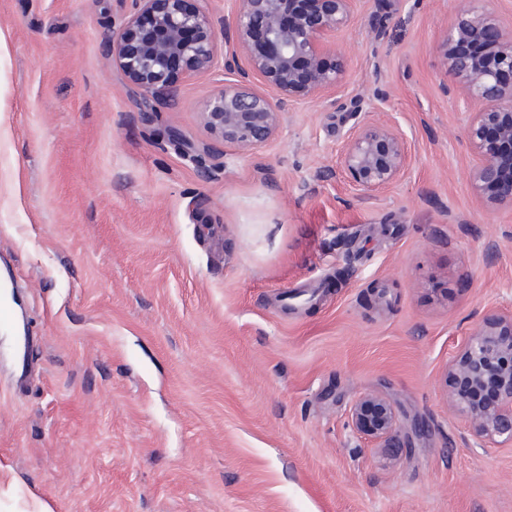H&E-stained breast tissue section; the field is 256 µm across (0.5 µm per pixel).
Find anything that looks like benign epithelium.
<instances>
[{"label": "benign epithelium", "instance_id": "1", "mask_svg": "<svg viewBox=\"0 0 512 512\" xmlns=\"http://www.w3.org/2000/svg\"><path fill=\"white\" fill-rule=\"evenodd\" d=\"M359 0H233L224 16V87L201 119L210 133L242 152L279 132L285 108L325 99L344 79L333 36L354 17ZM136 11L106 37L112 68L143 99L175 102L183 82L212 69L218 43L209 11L188 0H135ZM446 76L469 113L465 134L477 163L473 192L489 208L512 207V32L489 15L461 14L437 45ZM258 79L266 87L253 85ZM339 166L369 193L404 174L408 155L394 125L354 126ZM448 404L466 423L474 448L512 444V309L489 311L448 364ZM362 437L400 448L399 416L385 397L368 393L350 407Z\"/></svg>", "mask_w": 512, "mask_h": 512}]
</instances>
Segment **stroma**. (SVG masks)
<instances>
[{
    "label": "stroma",
    "instance_id": "obj_1",
    "mask_svg": "<svg viewBox=\"0 0 512 512\" xmlns=\"http://www.w3.org/2000/svg\"><path fill=\"white\" fill-rule=\"evenodd\" d=\"M133 7L0 0V459L51 512H512V446L465 443L444 387L512 308V208L470 188L436 50L512 0H361L335 95L247 153L201 123L223 65L142 116L102 46ZM368 120L408 169L364 196L338 159ZM370 392L428 432L361 438Z\"/></svg>",
    "mask_w": 512,
    "mask_h": 512
}]
</instances>
